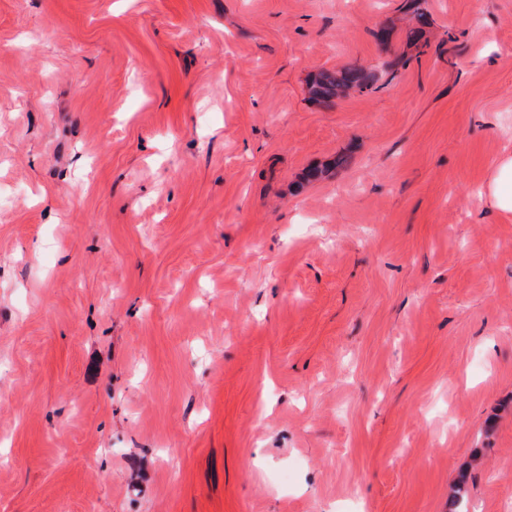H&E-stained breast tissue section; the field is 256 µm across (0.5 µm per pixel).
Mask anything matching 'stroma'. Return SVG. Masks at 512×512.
<instances>
[{
	"instance_id": "1",
	"label": "stroma",
	"mask_w": 512,
	"mask_h": 512,
	"mask_svg": "<svg viewBox=\"0 0 512 512\" xmlns=\"http://www.w3.org/2000/svg\"><path fill=\"white\" fill-rule=\"evenodd\" d=\"M401 4L0 0V512H512V0ZM409 15V25L406 30V41L409 45H419L425 37L426 29L432 24L427 0H404L402 6ZM379 80L377 72L358 66L336 71L324 70L312 81L310 94L317 100L330 101L349 91L363 93L376 89ZM487 197L493 207L512 211V155L502 156L492 175Z\"/></svg>"
}]
</instances>
